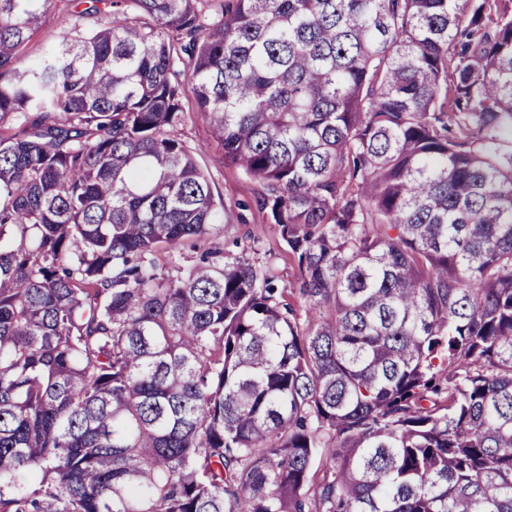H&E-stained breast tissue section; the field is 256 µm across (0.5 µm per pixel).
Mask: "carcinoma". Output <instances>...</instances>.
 I'll return each instance as SVG.
<instances>
[{
    "label": "carcinoma",
    "instance_id": "1",
    "mask_svg": "<svg viewBox=\"0 0 512 512\" xmlns=\"http://www.w3.org/2000/svg\"><path fill=\"white\" fill-rule=\"evenodd\" d=\"M0 0V512H512V0ZM192 94L298 268L195 250ZM319 467H314V464ZM74 11V4L70 0H58L53 13L47 17L39 32L28 42L27 57L38 58L51 44L57 42L74 24L76 20Z\"/></svg>",
    "mask_w": 512,
    "mask_h": 512
}]
</instances>
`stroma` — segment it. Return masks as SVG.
Returning a JSON list of instances; mask_svg holds the SVG:
<instances>
[{
    "mask_svg": "<svg viewBox=\"0 0 512 512\" xmlns=\"http://www.w3.org/2000/svg\"><path fill=\"white\" fill-rule=\"evenodd\" d=\"M74 11L72 0H57L53 13L29 41L27 56L38 58L51 44L57 42L74 24ZM179 134L193 151L198 164L206 171L218 211L223 217L220 230L212 241L213 246L238 253L247 248L250 236H259L260 242L251 255L252 261L259 264L274 263L280 286L290 291L289 302L297 313H304V302L292 292L297 267L285 253L282 242L267 223L265 215L255 205L258 185L246 179L240 171L223 165L222 151L212 142L202 113L188 110Z\"/></svg>",
    "mask_w": 512,
    "mask_h": 512,
    "instance_id": "obj_1",
    "label": "stroma"
}]
</instances>
